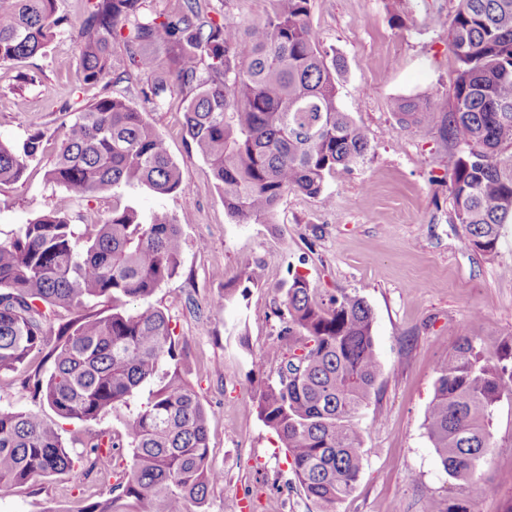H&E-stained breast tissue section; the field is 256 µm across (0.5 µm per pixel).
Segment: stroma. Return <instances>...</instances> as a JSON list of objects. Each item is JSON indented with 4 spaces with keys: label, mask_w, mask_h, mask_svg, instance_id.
Returning <instances> with one entry per match:
<instances>
[{
    "label": "stroma",
    "mask_w": 512,
    "mask_h": 512,
    "mask_svg": "<svg viewBox=\"0 0 512 512\" xmlns=\"http://www.w3.org/2000/svg\"><path fill=\"white\" fill-rule=\"evenodd\" d=\"M95 0H57L66 18L54 41L32 58L0 62V140L22 143L44 134L43 151L21 181L0 185V241L52 210L73 223L104 218L111 200L83 198L51 184L54 133L105 96L144 112L183 170L187 192L160 197L122 187L125 203L142 213L163 210L183 232L181 268L152 303L187 339V378L209 412L210 460L224 481L211 488L212 512H316L296 487L289 460L259 420L253 396L276 379L266 349L283 327L278 288L293 275L327 297L351 292L370 306L382 364L378 395L358 417L366 454L359 480L336 512H441L466 494L440 468L425 429L438 369L459 337L495 351L512 336V224L496 254L469 248L450 223L448 179L456 159L442 133L456 60L448 45L453 0H407L406 27L393 24L388 0H311L310 23L321 49L343 58L340 107L369 132L364 163L329 177L323 198L291 193L271 224L231 218L208 164L185 132L188 89L172 85L166 102H147L152 76L133 72L110 84L84 79L74 28ZM202 19L219 25L263 22L268 0H200ZM420 95L432 114L402 124L394 99ZM258 280L226 308L211 300L237 287L243 266ZM496 445L481 469L485 491L471 512H505L512 503V409L495 421ZM106 479L81 470L38 486L0 489V512H74L95 499ZM467 500V499H466Z\"/></svg>",
    "instance_id": "1"
}]
</instances>
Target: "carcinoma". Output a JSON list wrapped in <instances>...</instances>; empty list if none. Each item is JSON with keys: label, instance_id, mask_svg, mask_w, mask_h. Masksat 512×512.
Returning a JSON list of instances; mask_svg holds the SVG:
<instances>
[{"label": "carcinoma", "instance_id": "1", "mask_svg": "<svg viewBox=\"0 0 512 512\" xmlns=\"http://www.w3.org/2000/svg\"><path fill=\"white\" fill-rule=\"evenodd\" d=\"M56 0H0V62H21L56 38L64 18ZM147 0H97L76 36L85 80L99 83L130 68L151 72L157 56L174 82L191 88L185 129L209 165L228 214L271 224L285 195L323 196L327 178L364 162L367 130L337 100L340 57L326 59L309 24L310 0H270L259 25H205L200 0H180L162 21ZM134 18L122 36L118 21ZM457 62L442 132L455 149L448 182L451 223L465 244L496 253L512 224V0H457L450 29ZM131 45L117 60L112 41ZM209 74L197 77L203 60ZM405 123L429 119L426 97L397 98ZM43 133L13 146L0 141V185L22 179ZM48 181L87 198L144 186L160 196L187 191V179L144 113L104 97L78 113L55 140ZM183 234L165 211L143 215L112 203L101 221L76 231L61 211L43 213L0 242V373L36 355L52 363L23 387L54 413L0 409V488L37 486L81 466L115 472L121 449L131 460L104 497L78 512H209V492L224 473L209 460V415L183 369L187 341L150 298L179 273ZM281 335L292 352L268 348L278 378L253 403L287 449L300 490L318 512H336L358 481L365 450L356 420L378 391L381 363L373 314L355 293L324 299L302 276L281 289ZM111 312L93 314L90 303ZM64 310L69 319L52 333ZM146 402L121 436L100 431L63 444L61 421L92 422L142 391ZM512 405V341L493 353L458 341L438 371L425 429L444 472L477 499L480 467L495 446L494 422Z\"/></svg>", "mask_w": 512, "mask_h": 512}]
</instances>
